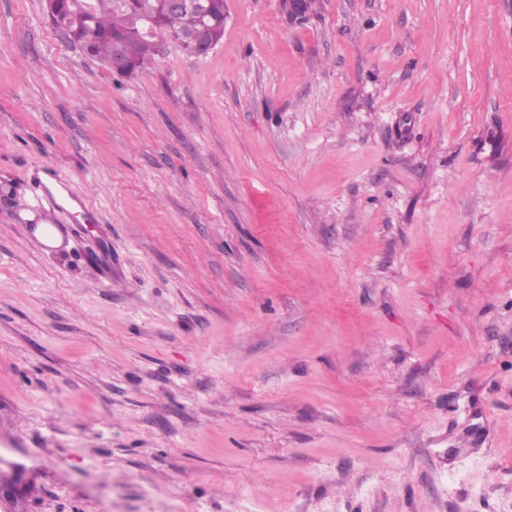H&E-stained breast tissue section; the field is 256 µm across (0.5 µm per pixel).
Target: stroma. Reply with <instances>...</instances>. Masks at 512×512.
Wrapping results in <instances>:
<instances>
[{"mask_svg": "<svg viewBox=\"0 0 512 512\" xmlns=\"http://www.w3.org/2000/svg\"><path fill=\"white\" fill-rule=\"evenodd\" d=\"M302 2L0 0V508L512 512V0ZM56 11L51 22L54 26L73 31L76 38L71 36L90 57L97 59L109 67L112 61V72L120 76H128L129 64L120 56V53L133 67L132 75L145 70L162 52L155 43L165 48L162 37L177 39L182 35L196 29L203 21L195 11L183 13H166L161 16L162 37L155 18L148 12L133 13L132 18L127 9L119 7L117 0H95V6L89 14L83 17H73L76 1L81 0H55ZM144 17H142L141 15ZM132 20L141 37L133 28ZM122 34L120 42L112 39V34ZM110 68V67H109ZM111 69V68H110Z\"/></svg>", "mask_w": 512, "mask_h": 512, "instance_id": "stroma-1", "label": "stroma"}]
</instances>
